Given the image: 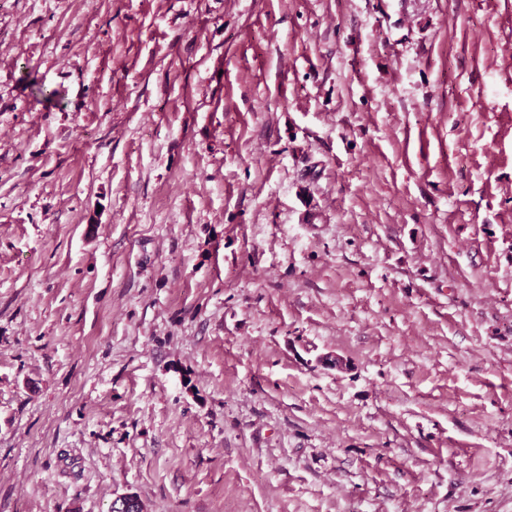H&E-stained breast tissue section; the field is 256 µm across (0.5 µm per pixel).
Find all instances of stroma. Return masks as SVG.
<instances>
[{
    "label": "stroma",
    "instance_id": "stroma-1",
    "mask_svg": "<svg viewBox=\"0 0 512 512\" xmlns=\"http://www.w3.org/2000/svg\"><path fill=\"white\" fill-rule=\"evenodd\" d=\"M125 494L512 512V0H0V512Z\"/></svg>",
    "mask_w": 512,
    "mask_h": 512
}]
</instances>
